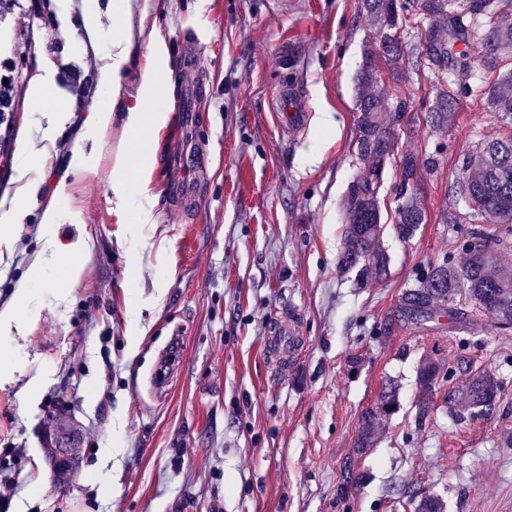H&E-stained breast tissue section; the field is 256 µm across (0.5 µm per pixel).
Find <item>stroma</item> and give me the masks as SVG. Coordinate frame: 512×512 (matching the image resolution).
<instances>
[{
	"label": "stroma",
	"instance_id": "obj_1",
	"mask_svg": "<svg viewBox=\"0 0 512 512\" xmlns=\"http://www.w3.org/2000/svg\"><path fill=\"white\" fill-rule=\"evenodd\" d=\"M48 3L64 50L26 53L20 66L31 80L49 79L69 117L56 123L22 88L15 136L37 131L52 146L33 163L35 196L16 223L0 224V307L27 294L0 330V486L17 487L8 512H413L426 496L442 498L445 512H512V446L503 441L512 432V329L450 305L421 322L401 308L433 266L463 263L472 226L456 192L461 162L506 132L487 108L483 42L465 47L474 68L444 128L427 114L435 74L410 61L398 79L377 61L375 91L410 98L413 110L385 122L396 138L379 195L387 266L362 276L340 265L360 167L356 77L378 43L361 0H138L144 36L120 90L98 77L82 107L63 68L98 59L117 21L110 0H98L92 40L86 0ZM189 53L197 66L186 64ZM152 66L170 73L174 91L145 162L146 190L126 196L110 150ZM284 84L310 104L306 127L285 135L273 103ZM191 92L204 118L176 126ZM104 110L114 119L103 134L93 117ZM326 112L334 128L321 126ZM78 153L85 168L73 175ZM407 154L434 165L419 171L426 222L405 241L394 224ZM198 170V200L176 205L170 187ZM52 200L77 220L44 223ZM446 212L458 223H442ZM81 231L96 248L76 280L53 263L30 276L46 240L68 244ZM289 309L302 316L305 344L276 374L262 342ZM175 335L177 370L159 394L156 367ZM428 360L441 371L425 393L418 374ZM479 368L502 385L497 411L457 420L448 387ZM391 385L396 409L359 457L361 483L340 497L360 415ZM62 407L78 427L81 462L64 477L44 439Z\"/></svg>",
	"mask_w": 512,
	"mask_h": 512
}]
</instances>
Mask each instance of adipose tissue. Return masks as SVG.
I'll return each instance as SVG.
<instances>
[{
	"instance_id": "adipose-tissue-1",
	"label": "adipose tissue",
	"mask_w": 512,
	"mask_h": 512,
	"mask_svg": "<svg viewBox=\"0 0 512 512\" xmlns=\"http://www.w3.org/2000/svg\"><path fill=\"white\" fill-rule=\"evenodd\" d=\"M112 9L120 15L122 26L119 37L113 39L111 48L101 58V70L111 77L113 83L117 84L121 81L131 48L142 37L143 32L135 24L132 0H113ZM171 87L170 77H162L152 71L147 72L140 89L141 104L138 109L128 112L124 118L125 141L115 155L112 168L117 182L122 186L123 193L127 194L142 188L141 183L132 180L129 176L131 168L129 151L134 148L139 155H148L151 133L156 125L155 112L169 95ZM47 153V146L42 145L37 135L27 134L20 141L14 177L15 195L12 204L0 211L1 223L9 224L16 220L19 203L27 200L34 190V183L30 178L32 164L36 158L46 156ZM93 250L94 241L87 234L81 235L75 242L64 247L50 241L46 243L43 253L34 258L31 268L35 271L39 270L45 259L50 258L59 265L65 277L72 279L77 277L78 268L68 262V255L76 253L87 258L92 255Z\"/></svg>"
}]
</instances>
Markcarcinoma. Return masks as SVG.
Masks as SVG:
<instances>
[{
  "instance_id": "obj_1",
  "label": "carcinoma",
  "mask_w": 512,
  "mask_h": 512,
  "mask_svg": "<svg viewBox=\"0 0 512 512\" xmlns=\"http://www.w3.org/2000/svg\"><path fill=\"white\" fill-rule=\"evenodd\" d=\"M361 0L363 11L380 35V49L385 62L395 75H400L406 54L416 56V62L440 75L429 114L437 126H443L457 111L459 95L465 86L448 77V70L466 71L470 60L458 45L469 39L480 38L485 44L481 67L487 73L500 69L503 55L512 49V21L499 11L497 0ZM421 16L431 20L417 28L416 43L408 49L398 34L412 26V18ZM375 63L373 56L365 59L358 78V118L355 146L363 168L355 176L349 192L344 229L343 263L360 271H382L386 256L377 249L381 213L378 192L383 183L388 160L393 156L395 142L384 126L385 114L399 116L410 111V100L403 97L387 98L375 93ZM489 108L501 112L512 121V72L497 79L488 99ZM402 199L397 213V235L411 238L419 225L425 223V212L409 188L418 182V161L407 154L401 161ZM467 176L459 180L458 192L474 211L477 224L471 231L467 257L460 265L443 263L431 269L416 291H407L402 304L406 312L415 306L424 309L430 317L436 306L453 303L460 295L474 305L478 312L489 315L502 329L512 328V274L495 264L499 247L506 239L484 230L482 221L499 219L512 221V135L490 141L477 156L463 159ZM439 367L429 361L422 365L419 383L427 393L438 375ZM501 384L491 373L478 371L464 385L448 388L449 412L459 420L487 418L494 414ZM396 405V390L389 387L376 408L362 413L355 440L356 452L371 447L379 421L391 413ZM363 475L354 462L347 460L342 467L340 495L348 487L360 483Z\"/></svg>"
}]
</instances>
